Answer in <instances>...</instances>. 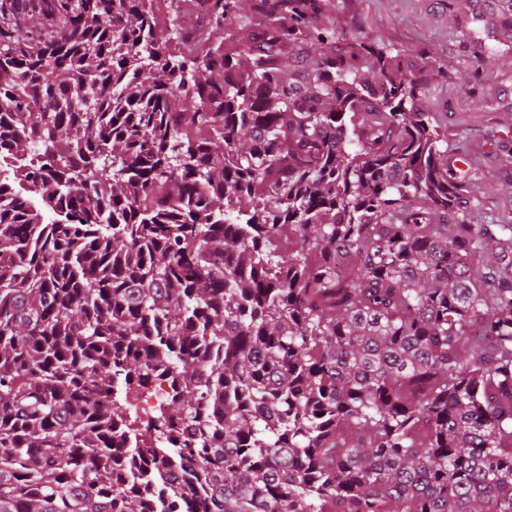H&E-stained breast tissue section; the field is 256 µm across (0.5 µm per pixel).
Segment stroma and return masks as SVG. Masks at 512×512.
Here are the masks:
<instances>
[{
    "mask_svg": "<svg viewBox=\"0 0 512 512\" xmlns=\"http://www.w3.org/2000/svg\"><path fill=\"white\" fill-rule=\"evenodd\" d=\"M318 22L341 42L401 52L429 82L426 111L478 152L474 223L490 222V203L512 208V166L501 162L512 153V0H323Z\"/></svg>",
    "mask_w": 512,
    "mask_h": 512,
    "instance_id": "obj_1",
    "label": "stroma"
}]
</instances>
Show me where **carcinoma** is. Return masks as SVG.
I'll list each match as a JSON object with an SVG mask.
<instances>
[{
	"label": "carcinoma",
	"instance_id": "cac0c4a2",
	"mask_svg": "<svg viewBox=\"0 0 512 512\" xmlns=\"http://www.w3.org/2000/svg\"><path fill=\"white\" fill-rule=\"evenodd\" d=\"M153 2L0 0V512H512V214L426 82Z\"/></svg>",
	"mask_w": 512,
	"mask_h": 512
}]
</instances>
